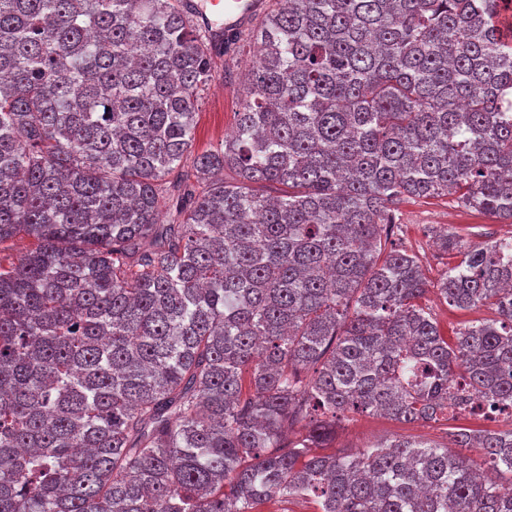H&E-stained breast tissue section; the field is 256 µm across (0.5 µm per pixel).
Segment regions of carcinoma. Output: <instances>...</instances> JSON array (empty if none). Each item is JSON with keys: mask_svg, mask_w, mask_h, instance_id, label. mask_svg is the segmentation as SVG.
<instances>
[{"mask_svg": "<svg viewBox=\"0 0 512 512\" xmlns=\"http://www.w3.org/2000/svg\"><path fill=\"white\" fill-rule=\"evenodd\" d=\"M192 154L224 47L184 0H0V512H512V428L326 453L349 412L512 409V0H277ZM170 202L167 217L159 203ZM224 41V55L214 54V79L201 92L198 101L193 154L224 140V135L235 127V112H239L248 99L246 75L254 60L255 47L244 39L232 46L227 45V38ZM397 222L401 224V230L395 238H399L406 246L419 250L422 257L430 282L425 302L431 307L442 333L450 339L454 336L453 331L462 324L488 317L490 312L486 307L460 311L449 307L440 298L436 289L437 282L448 269V264L458 259L447 256L432 246L428 227H448L473 246L512 235V224L469 211L457 204L452 194L441 198L415 199L402 204Z\"/></svg>", "mask_w": 512, "mask_h": 512, "instance_id": "obj_1", "label": "carcinoma"}]
</instances>
